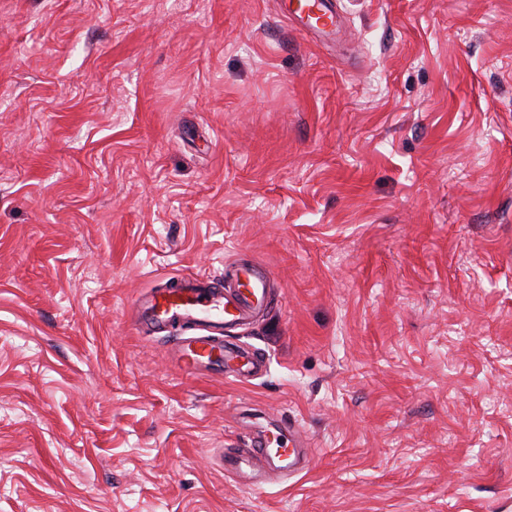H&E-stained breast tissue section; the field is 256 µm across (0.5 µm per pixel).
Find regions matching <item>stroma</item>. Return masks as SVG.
I'll return each mask as SVG.
<instances>
[{
  "instance_id": "35a3bbf8",
  "label": "stroma",
  "mask_w": 512,
  "mask_h": 512,
  "mask_svg": "<svg viewBox=\"0 0 512 512\" xmlns=\"http://www.w3.org/2000/svg\"><path fill=\"white\" fill-rule=\"evenodd\" d=\"M276 2L0 0V512H512V0ZM242 258L264 369L179 370ZM293 0L286 2L281 0V12L284 16L292 17L304 28L315 31L323 36L330 37L336 31V12L334 6L327 4L326 0ZM301 1H306L302 3ZM316 13L317 21H311L303 14ZM305 22V24L303 23ZM224 280L204 283L199 278L175 279L170 288L151 291L136 303L137 325L155 333H169L175 325L188 324L199 331L179 337L175 359L179 368L190 371H219L227 376L256 373L262 366L256 350L224 342L231 332L249 322L271 303L269 281L254 265L244 261L224 270ZM268 447V440L259 437L251 441L247 452L225 449L222 455L224 472L238 477L243 487H261L264 483L259 478L266 477L271 470Z\"/></svg>"
}]
</instances>
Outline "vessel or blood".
<instances>
[{"instance_id": "1", "label": "vessel or blood", "mask_w": 512, "mask_h": 512, "mask_svg": "<svg viewBox=\"0 0 512 512\" xmlns=\"http://www.w3.org/2000/svg\"><path fill=\"white\" fill-rule=\"evenodd\" d=\"M281 12L323 36L336 31V12L326 0H283ZM270 302L265 274L250 263L237 262L225 270L223 282L179 279L172 287L145 295L136 304L137 323L158 334L180 324L194 326L195 335L179 338L175 346L176 363L183 370L228 376L254 373L262 366L260 354L225 341L224 335L249 322ZM222 463L225 473L238 477L243 487H261L270 470L269 442L259 437L248 451H224Z\"/></svg>"}]
</instances>
